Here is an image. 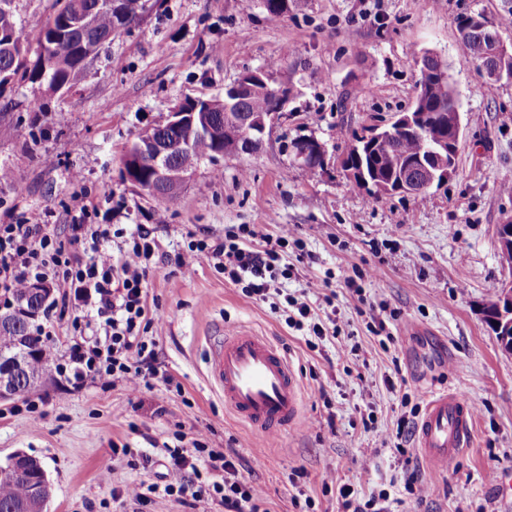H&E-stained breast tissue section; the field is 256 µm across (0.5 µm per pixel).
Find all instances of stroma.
Wrapping results in <instances>:
<instances>
[{"mask_svg":"<svg viewBox=\"0 0 512 512\" xmlns=\"http://www.w3.org/2000/svg\"><path fill=\"white\" fill-rule=\"evenodd\" d=\"M512 14V0H292L274 17L261 0H158L138 23L114 34L68 90L17 84L0 95V223L46 213L64 235L72 192L99 212H121L126 231L153 226L159 251L146 278L157 352L152 386L132 393L51 375L19 399L0 401V462L22 450L39 458L53 493L48 512H222L218 502L178 505L152 497L116 502L113 488L155 483L169 470L165 445L203 433L214 448L236 449L243 474L269 512H299L288 481L303 470L313 512H338L325 482L367 494L389 489L400 512H512L494 480H512V354L483 318L507 280L496 246L512 222V82L492 81L463 49L459 17ZM436 53L459 103L463 139L448 181L419 195L371 202L345 179L349 139L388 122L415 101L416 58ZM271 67L288 89L280 119L252 153L201 161L193 179L158 202L123 176V157L146 129L188 99L223 95L245 72ZM325 143L324 168L299 165L289 142ZM164 212L165 226L155 223ZM250 225L253 246L290 237L277 267L282 295H244L213 267L185 274L176 255L188 234L223 236ZM307 294L311 317L288 327L284 294ZM336 333L305 343L328 308ZM78 309L44 320L54 358L78 336ZM385 331H378V323ZM244 328L275 341L297 371L305 425L264 436L224 407L211 386L209 339ZM181 383L167 390L163 377ZM464 392L476 413L473 444L455 469L421 464L413 442H398L397 421L424 410L431 392ZM130 455H122L120 447ZM111 460L110 486L100 482ZM418 466L424 500L397 480Z\"/></svg>","mask_w":512,"mask_h":512,"instance_id":"1","label":"stroma"}]
</instances>
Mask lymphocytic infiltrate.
<instances>
[{"label": "lymphocytic infiltrate", "mask_w": 512, "mask_h": 512, "mask_svg": "<svg viewBox=\"0 0 512 512\" xmlns=\"http://www.w3.org/2000/svg\"><path fill=\"white\" fill-rule=\"evenodd\" d=\"M67 240L50 230L42 213L33 212L13 224H0V297L10 300L18 290L33 283H62V303L93 310L88 333L72 344L56 372L76 385L92 380L105 387L140 391L155 374V344L144 334L152 319L145 286L147 270L158 248L152 229L141 227L127 234L108 224L91 223V210L82 194L71 197ZM249 226L225 230L223 236L190 239L178 256L183 272H194L206 263L225 279L241 286L246 296L264 301L277 281L274 273L279 246L247 248L255 237ZM115 249H107V242ZM194 452L172 448V477L164 484L133 482L113 489V500L147 501L149 495L176 503L187 499L217 500L224 512H268L259 489L241 472L235 449L209 448L203 434L191 439Z\"/></svg>", "instance_id": "lymphocytic-infiltrate-1"}]
</instances>
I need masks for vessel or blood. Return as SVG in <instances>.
<instances>
[{"instance_id":"b4317fda","label":"vessel or blood","mask_w":512,"mask_h":512,"mask_svg":"<svg viewBox=\"0 0 512 512\" xmlns=\"http://www.w3.org/2000/svg\"><path fill=\"white\" fill-rule=\"evenodd\" d=\"M207 371L225 407L252 428L268 434L302 427L300 380L270 338L247 329L225 334L212 346ZM475 423L465 396L433 393L417 424L415 446L431 467H448L471 446Z\"/></svg>"}]
</instances>
